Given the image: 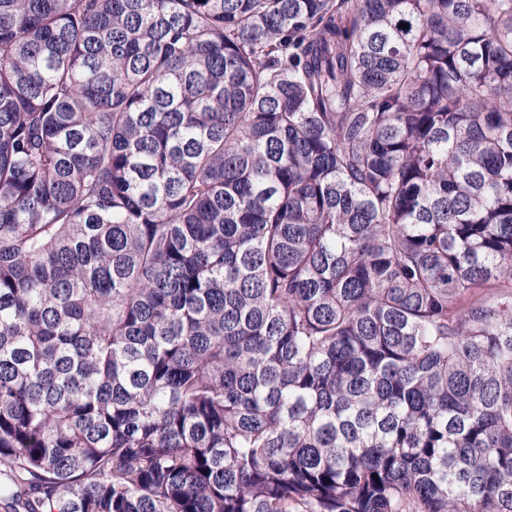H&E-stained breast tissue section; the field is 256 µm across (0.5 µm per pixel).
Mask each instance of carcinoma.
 <instances>
[{
	"label": "carcinoma",
	"instance_id": "obj_1",
	"mask_svg": "<svg viewBox=\"0 0 512 512\" xmlns=\"http://www.w3.org/2000/svg\"><path fill=\"white\" fill-rule=\"evenodd\" d=\"M0 462L512 512V0H0Z\"/></svg>",
	"mask_w": 512,
	"mask_h": 512
}]
</instances>
